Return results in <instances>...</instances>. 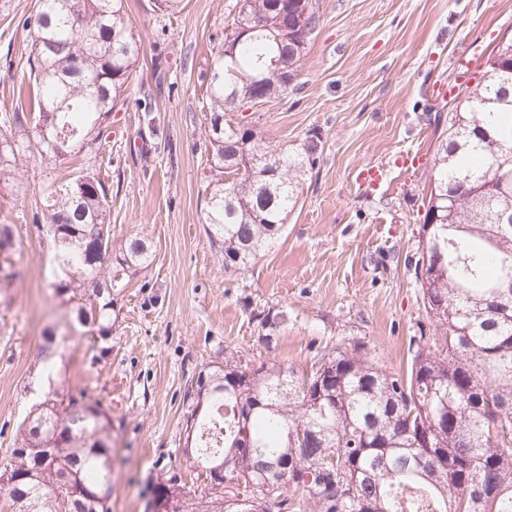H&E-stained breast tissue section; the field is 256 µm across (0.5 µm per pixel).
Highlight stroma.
<instances>
[{
    "instance_id": "1",
    "label": "stroma",
    "mask_w": 512,
    "mask_h": 512,
    "mask_svg": "<svg viewBox=\"0 0 512 512\" xmlns=\"http://www.w3.org/2000/svg\"><path fill=\"white\" fill-rule=\"evenodd\" d=\"M235 2L185 0L167 16L156 0H125L144 59L117 114L118 136L96 158L72 155L52 171L39 156L24 157L0 190V224L13 228L20 272L11 307L0 306V460L43 396L39 346L56 329L66 336L60 386L91 388L112 411V512H146L149 484L169 470L187 489L203 488L183 453L184 395L225 351L299 372L328 349L361 342L387 371H408L410 340L434 333L409 260L436 145L432 118L450 105L435 91L458 83V57L479 70L512 36V0H318L299 90L247 115L268 145L293 150L317 139L316 164L278 244L234 272L211 247L199 191L209 147L201 75L224 47ZM36 6L0 0V113L27 104ZM409 153L419 164H404ZM90 165L112 185L115 242L144 239L154 258L119 295L105 355L66 325L40 216L46 187ZM368 166L379 168L378 181L362 178ZM263 309L288 315L269 344L252 318Z\"/></svg>"
}]
</instances>
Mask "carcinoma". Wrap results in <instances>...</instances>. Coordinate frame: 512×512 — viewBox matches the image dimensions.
Segmentation results:
<instances>
[{
  "instance_id": "1",
  "label": "carcinoma",
  "mask_w": 512,
  "mask_h": 512,
  "mask_svg": "<svg viewBox=\"0 0 512 512\" xmlns=\"http://www.w3.org/2000/svg\"><path fill=\"white\" fill-rule=\"evenodd\" d=\"M237 2L226 49L203 75L201 106L210 143L203 224L226 271L248 269L275 245L317 151L313 142L271 148L250 124L226 118L254 91L270 101L297 89L319 24L315 0ZM28 26V111L0 115L16 128L0 137V188L27 154L55 163L61 147L99 150L142 58L125 0H38ZM276 62L288 80L272 74ZM442 120L430 175L436 223L423 215L414 261L442 349L419 337L406 378L362 343L324 352L300 378L276 363L243 367L224 351V364L209 363L185 393L184 455L205 472L207 495L185 498L174 472L153 485L152 500L168 493L169 512H299L289 491L301 488L318 512H512V288L499 287L512 271V240L499 235V219L512 218V46L489 53ZM255 154L269 159L250 168ZM86 177L88 189L74 177L51 192L43 215L57 293L106 341L114 296L152 257L142 239L114 245L111 185L92 168ZM13 247L11 225L0 224V289L19 277ZM253 317L269 340L283 314ZM58 347L43 337L47 388L0 465L3 512H111L112 414L87 387L56 388ZM226 460L232 474L212 472ZM267 481L277 509L262 494L236 503L241 488Z\"/></svg>"
}]
</instances>
